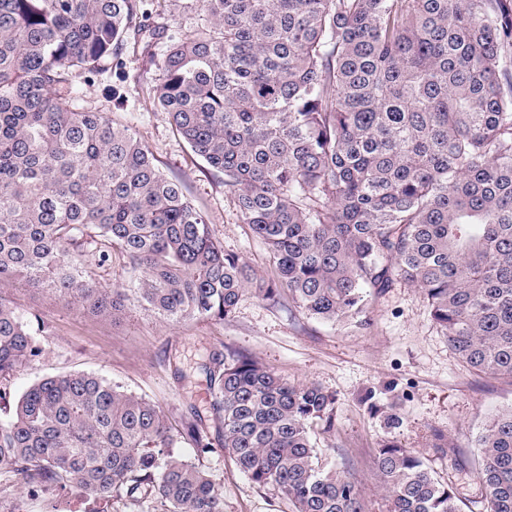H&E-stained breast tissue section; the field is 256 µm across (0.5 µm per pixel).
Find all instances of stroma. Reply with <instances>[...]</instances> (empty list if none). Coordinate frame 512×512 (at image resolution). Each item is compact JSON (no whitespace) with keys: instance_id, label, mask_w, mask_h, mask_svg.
<instances>
[{"instance_id":"stroma-1","label":"stroma","mask_w":512,"mask_h":512,"mask_svg":"<svg viewBox=\"0 0 512 512\" xmlns=\"http://www.w3.org/2000/svg\"><path fill=\"white\" fill-rule=\"evenodd\" d=\"M149 25L188 32L207 24L195 0H158ZM118 61L126 74L121 99L110 95L108 72L82 85L80 103L128 125L153 154L154 163L178 183L205 214L212 238L237 253L269 279L274 269L265 246L242 224L234 194L197 158L153 101L163 79L158 64L142 50L124 46ZM84 266L102 286L128 287L132 275L117 250L89 239ZM9 304L26 318L37 317L48 334L41 355L0 384V423L9 421L21 393L43 378L69 372L92 373L163 408L173 426L199 415L213 443L222 428L212 408L213 387L202 368L209 353L250 356L291 384L312 383L336 397V429L318 433L319 461L327 470H347L362 490L366 512H386L374 456L389 440L415 452L442 482L453 486L463 512H483L475 440L495 413L512 408V381L471 370L453 353L431 321L418 289L396 284L370 298L361 323L335 325L304 314L288 296L277 302L245 292L221 321L186 319L169 324L125 300L112 315L81 313L66 300L37 286L5 289ZM374 393L380 406H394L399 428L386 429L382 414L363 404ZM181 455L199 460L224 498V512H294L286 497L257 488L222 451L197 457L191 438Z\"/></svg>"}]
</instances>
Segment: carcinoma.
I'll return each mask as SVG.
<instances>
[{
    "mask_svg": "<svg viewBox=\"0 0 512 512\" xmlns=\"http://www.w3.org/2000/svg\"><path fill=\"white\" fill-rule=\"evenodd\" d=\"M148 0H0V290L40 286L80 313L120 310L81 266L91 231L117 248L144 308L222 320L246 287L286 290L307 315L358 321L397 283L473 370L512 380V0H197L209 24L166 35ZM134 35L163 38L154 96L191 151L224 176L268 249L265 281L210 236L203 215L128 126L78 104ZM0 296V381L42 352ZM221 448L296 512H363L355 478L319 464L312 434L336 397L244 355L212 353ZM213 452L196 420L88 373L45 378L0 423V501L74 487L112 512H224L176 448ZM485 512H512V409L476 438ZM388 512H461L453 487L385 441Z\"/></svg>",
    "mask_w": 512,
    "mask_h": 512,
    "instance_id": "carcinoma-1",
    "label": "carcinoma"
}]
</instances>
